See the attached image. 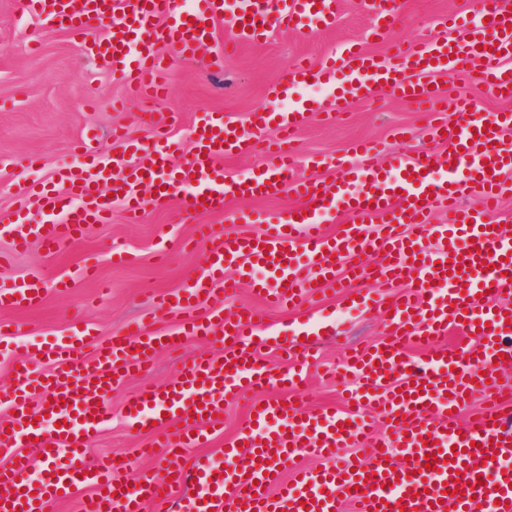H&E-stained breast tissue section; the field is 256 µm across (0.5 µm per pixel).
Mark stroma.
<instances>
[{"label": "stroma", "mask_w": 512, "mask_h": 512, "mask_svg": "<svg viewBox=\"0 0 512 512\" xmlns=\"http://www.w3.org/2000/svg\"><path fill=\"white\" fill-rule=\"evenodd\" d=\"M26 2L0 0V216H18L27 224L40 223L42 217L23 201L18 187L53 181L59 168L77 163L74 144L84 133L95 134L101 155H121L127 141L151 142L154 128L145 119L151 112L156 120L172 123L186 148L191 144V126L202 112L227 113L239 124H246L251 112L267 106V88L285 76L289 61L319 63L346 40L358 41L371 53L387 55L394 45L439 35L441 21L448 15H477L473 0H398L389 36L381 42L371 36L375 18L365 0H343L336 25L330 30L307 37L277 31L266 42L230 51L224 48L230 32L222 28L210 49L224 52L223 72H209L195 61H175L168 77V100L152 105L127 101L125 87L110 66L89 57L65 28L30 16ZM440 94L447 103L443 117L450 121L455 114L449 105L461 97L474 101L483 113L512 111V100L488 94L466 73L444 78ZM427 122L420 107L388 93L349 100L340 118L314 117L300 132L296 175L332 181L335 173L329 160L354 159L353 145L360 140L377 146L384 159L429 148L424 132ZM116 129L121 130L122 139H113ZM153 193L150 185L141 191L145 205L138 218H130L123 205L113 204L108 222L87 225L78 241L54 254L35 240L17 251L9 238L0 237V254L10 257L8 265L0 268V280L40 275L47 288L39 305L0 311V322L18 329L17 335H0V389L10 385L17 358H26L34 370H44L40 344L64 336L74 323L86 325L92 335L103 340L148 314L155 294L180 288L204 263L202 252L193 243L196 225L217 224L228 231L256 234L261 225L240 223L239 214L257 211L274 221L300 205L299 199L290 195L240 198L227 200L223 212L201 213L187 210L179 196L155 203ZM160 251L167 253L166 262L156 261ZM116 252L126 254V261H114ZM81 265L93 267L94 279L78 280L67 292L56 293L58 280ZM202 305L223 307L228 317L238 306L251 307L276 335L297 325V312L267 307L247 283L228 298L220 292L208 295ZM318 319L329 332L321 337L318 359L307 374L304 399L313 409L340 405L345 382L336 371L345 346L378 344L385 339L383 316L346 307L336 293L327 294ZM205 349L198 340H186L176 351L159 352L150 375L133 373L123 379L108 398L112 422L90 440L88 460L102 455L125 458L130 462L128 480L144 471L155 480H165L157 454L149 450L153 435L130 424L126 405L143 386L168 383L183 361ZM284 394V389L268 386L226 403L222 428L207 443L191 449V456L223 462L224 443L247 425L252 401Z\"/></svg>", "instance_id": "35a3bbf8"}]
</instances>
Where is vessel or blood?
<instances>
[{
	"label": "vessel or blood",
	"mask_w": 512,
	"mask_h": 512,
	"mask_svg": "<svg viewBox=\"0 0 512 512\" xmlns=\"http://www.w3.org/2000/svg\"><path fill=\"white\" fill-rule=\"evenodd\" d=\"M341 0H28L29 11L64 23L73 35L88 24L110 21L90 51L109 64L137 97L155 102L167 95L166 76L174 59L200 60L220 69L223 59L208 56V40L217 25L236 28V43L266 40L273 29L296 33L333 28ZM480 21H451L443 36L397 46L390 58L368 53L360 43L345 42L320 66L297 60L285 80L271 84L270 107L251 113L240 126L221 112H206L191 132L192 148L179 165H171L179 141L159 129L153 143L134 147L133 162H110L94 151L93 135L81 137L80 160L57 172L73 199L65 204L55 186L25 189L26 199L42 211L38 224L0 223V234L15 247L37 239L51 253L78 239L88 224L103 223L112 197L121 194L130 215L144 206L139 187L151 183L156 201L186 192L189 205L202 212H223L235 196L270 198L291 194L303 202L298 218H285L259 234L228 232L202 224L197 228L204 263L181 288L157 296L158 311L169 327L151 332L144 325L98 343L86 352L84 329L42 344L47 372L21 365L15 383L0 392L14 414L0 422V448L13 449L9 467L0 468V512H44L53 501H65L95 488L87 512H146L149 505L165 512H512V438L503 434L511 404L501 400L495 381L502 363L503 335L512 334V308L496 297L512 287V236L495 219L502 193L500 176L512 169V142L503 132L512 127L511 112L480 113L465 99L454 105L457 135L442 122L430 124L445 148L444 176H437L434 156H392L380 165L371 144L355 147L358 162L336 158L335 184L299 180L293 150L269 156L265 164L236 179H225L227 155L253 149L252 136L276 129L292 140L313 111L296 103L281 109L289 90L299 85L334 86L337 111L348 97L368 99L380 93L411 102H431L439 76L471 71L476 82L493 93L512 95V9L504 0H479ZM381 17L375 39L387 37L386 22L396 14L397 0H371ZM479 197L474 209L463 208ZM447 219L429 221L433 211ZM342 212L345 224L335 236L323 230L328 213ZM381 224L385 235H370ZM381 254L367 264L368 252ZM316 268L318 284L302 275V263ZM249 278L254 294L269 306L300 312L299 333L273 343L289 359L276 369L262 362L270 344L261 317L247 306L225 318L220 307L203 309L201 295L223 284L226 268ZM257 269L276 272V283L253 278ZM372 280L398 289L395 301L354 289ZM341 290L365 311L384 310L386 342L353 350L343 375L360 378L341 409L307 408L301 399L259 400L249 423L224 444V465L186 459L184 451L207 441L209 427L222 422L226 401L276 383L299 390L305 368L315 356L321 335L316 312L326 291ZM41 276L0 281V309L42 302ZM458 328L473 342L437 358L407 356L415 342L428 347ZM195 336L219 345V355L201 353L185 363L161 388L148 387L128 404V417L151 429L161 447L168 479L141 475L124 479V464L111 458L90 464L88 442L111 418L107 397L123 373L149 372L158 351L180 347ZM485 396L481 409L460 420L473 392ZM41 397L51 429H43L28 411ZM378 408L392 437L377 440L371 408ZM48 459L66 458L64 466L39 479L28 475L26 448ZM368 449L365 458L338 457L343 447ZM325 460L322 468L297 463L298 452Z\"/></svg>",
	"instance_id": "obj_1"
}]
</instances>
